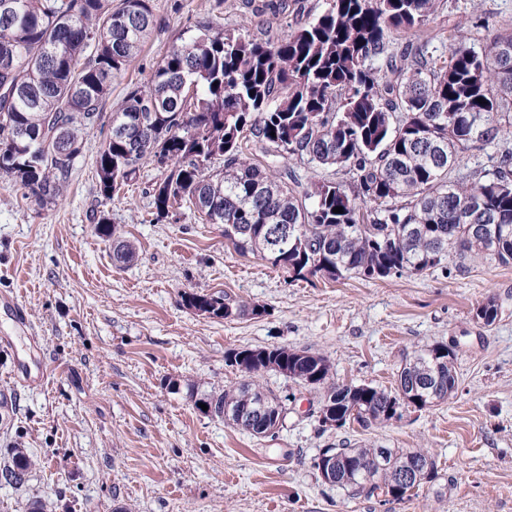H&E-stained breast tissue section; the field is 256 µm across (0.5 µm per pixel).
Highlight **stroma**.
<instances>
[{"label":"stroma","mask_w":512,"mask_h":512,"mask_svg":"<svg viewBox=\"0 0 512 512\" xmlns=\"http://www.w3.org/2000/svg\"><path fill=\"white\" fill-rule=\"evenodd\" d=\"M156 28L112 82V112L147 82L180 35L199 25H253L245 0H152ZM456 23L476 47L512 24V0H447L428 25ZM92 130L55 205L24 198L0 177V294L26 305L31 329L0 306V469L14 449L31 459L24 484L0 477V512H512V263L449 259L446 270L383 281H289L237 254L224 227L189 209L156 219L154 163L110 200L99 195ZM134 240L138 256L116 268L94 217ZM186 292L228 293L264 316L211 318L183 307ZM490 325L475 319L486 300ZM455 342L459 388L447 400L388 424L325 429L319 397L275 373L262 386L286 398L278 434L256 437L202 412L197 399L238 384L228 350L284 345L319 354L329 380L393 388L403 360ZM44 363L47 381L17 383L20 363ZM371 443L424 448L438 476L404 501L350 497L321 482L324 449Z\"/></svg>","instance_id":"35a3bbf8"}]
</instances>
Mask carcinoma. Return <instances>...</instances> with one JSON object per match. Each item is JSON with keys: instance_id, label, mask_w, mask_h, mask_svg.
Listing matches in <instances>:
<instances>
[{"instance_id": "1", "label": "carcinoma", "mask_w": 512, "mask_h": 512, "mask_svg": "<svg viewBox=\"0 0 512 512\" xmlns=\"http://www.w3.org/2000/svg\"><path fill=\"white\" fill-rule=\"evenodd\" d=\"M0 13V176L43 206L56 203L86 135L109 126L97 158L105 200L151 160L165 167L152 188L157 216L188 206L204 224L224 225L242 256H259L291 281L321 276L382 280L448 267V257L512 261V234L499 244L476 224L512 226V27L476 49L456 25L422 39L445 0H327L303 25L279 33L215 30L173 42L144 85H134L103 122L112 78L124 72L155 26L152 0H14ZM485 103H478V99ZM494 147L495 165L450 174L463 154ZM223 166L211 167L216 157ZM334 167L349 185L304 186L288 166ZM336 207L343 213H335ZM290 228L288 244L267 239ZM115 265L135 244L108 218L95 225ZM212 318L265 313L227 294H182ZM492 299L477 307L486 325ZM439 342L397 371L403 398L370 384L336 385L319 411L364 428L391 420L398 405L421 410L459 385L455 353ZM244 373L238 386L200 400L207 414L252 435L282 427L286 407L257 383L268 371L311 382L329 377L321 355L285 346L227 352ZM333 485L352 495L402 501L437 476L423 448H335ZM31 461L15 452L3 478L21 484Z\"/></svg>"}]
</instances>
